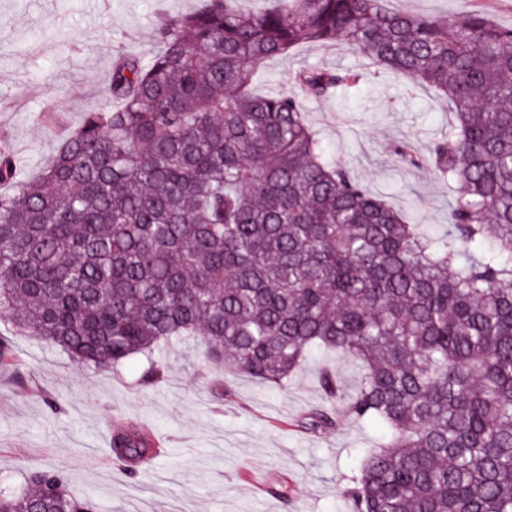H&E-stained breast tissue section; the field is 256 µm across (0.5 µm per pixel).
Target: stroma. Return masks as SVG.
I'll list each match as a JSON object with an SVG mask.
<instances>
[{"label": "stroma", "mask_w": 512, "mask_h": 512, "mask_svg": "<svg viewBox=\"0 0 512 512\" xmlns=\"http://www.w3.org/2000/svg\"><path fill=\"white\" fill-rule=\"evenodd\" d=\"M199 0H0V143L21 161V179L39 175L67 132L101 109L115 55L150 57L156 27L195 11ZM399 9L451 18L485 10L512 27V0H398ZM363 66L345 42L304 44L258 69L256 88L288 87L301 69ZM59 117L41 119L45 105ZM327 153L390 205L432 233L448 227V184L424 165L403 163L399 146L426 155L448 129L450 108L432 92L408 94L387 78L304 103ZM15 368L0 370V477L20 484L34 468L63 471L71 494L96 512H348L343 490L356 451L384 430L352 419L314 432L298 425L321 406L324 367L346 390L361 369L351 359L310 357L281 388L222 375L201 337L171 348L162 378L144 385L143 359L92 372L30 336H10ZM58 400L60 410L48 399ZM149 430L165 449L129 473L111 458L112 425ZM283 486L279 498L272 485Z\"/></svg>", "instance_id": "obj_1"}]
</instances>
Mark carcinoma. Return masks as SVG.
Wrapping results in <instances>:
<instances>
[{
	"instance_id": "carcinoma-1",
	"label": "carcinoma",
	"mask_w": 512,
	"mask_h": 512,
	"mask_svg": "<svg viewBox=\"0 0 512 512\" xmlns=\"http://www.w3.org/2000/svg\"><path fill=\"white\" fill-rule=\"evenodd\" d=\"M237 0L158 27L122 54L108 104L63 137L32 182L0 147V313L74 362L161 376L170 346L205 338L209 363L281 387L314 352L326 369L305 425L379 424L345 497L351 512H512V28L401 11L392 0ZM345 40L365 67L295 73L258 94V66ZM402 78L452 108L425 162L452 185L436 237L330 158L304 102ZM162 449L118 428L112 464ZM0 487V512H95L58 470Z\"/></svg>"
}]
</instances>
